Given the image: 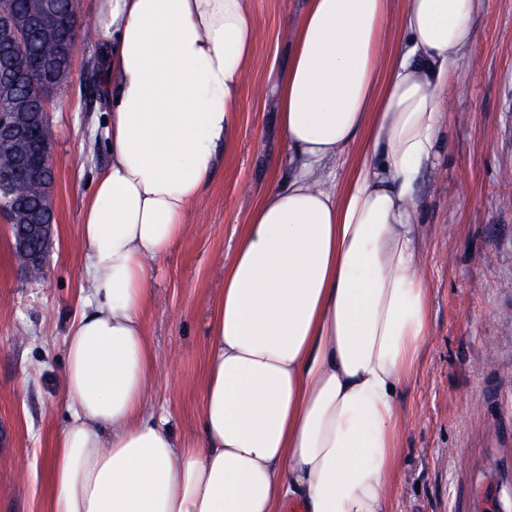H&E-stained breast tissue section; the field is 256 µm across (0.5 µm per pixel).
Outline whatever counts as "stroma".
Instances as JSON below:
<instances>
[{
  "label": "stroma",
  "instance_id": "stroma-1",
  "mask_svg": "<svg viewBox=\"0 0 512 512\" xmlns=\"http://www.w3.org/2000/svg\"><path fill=\"white\" fill-rule=\"evenodd\" d=\"M258 36L235 138L193 207L183 239L153 262L146 331L159 367L151 405L172 431L196 432L210 301L253 207L286 178L272 83L288 64L300 0H251ZM474 43L448 85L438 145L414 184L430 331L400 397L397 512H473L497 483L512 512V0H480ZM98 39L76 34L70 72L52 97L53 245L28 280L0 223V512H47V452L63 428L64 339L81 309L82 209L110 160Z\"/></svg>",
  "mask_w": 512,
  "mask_h": 512
}]
</instances>
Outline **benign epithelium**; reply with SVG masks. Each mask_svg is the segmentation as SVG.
<instances>
[{"label": "benign epithelium", "mask_w": 512, "mask_h": 512, "mask_svg": "<svg viewBox=\"0 0 512 512\" xmlns=\"http://www.w3.org/2000/svg\"><path fill=\"white\" fill-rule=\"evenodd\" d=\"M58 0H38L30 7L25 18L18 25L5 24L0 29V57L8 58L20 54L24 42L36 32L42 38L54 39L58 35ZM52 62L47 61L38 74L24 69H15L4 79L10 85L30 84L41 80L46 93L59 89L64 83L65 71L51 70ZM49 123V113L39 112L27 115L21 112L0 113V147L35 138V125ZM41 180L46 184V200L49 204L40 211L26 212L17 200L16 186L21 181ZM55 173L52 152L42 148L27 155L15 156L12 168L0 170V221L8 224L15 254L29 272L43 270V261L53 242L54 209L50 204L53 197Z\"/></svg>", "instance_id": "1"}]
</instances>
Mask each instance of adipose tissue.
<instances>
[{
    "label": "adipose tissue",
    "mask_w": 512,
    "mask_h": 512,
    "mask_svg": "<svg viewBox=\"0 0 512 512\" xmlns=\"http://www.w3.org/2000/svg\"><path fill=\"white\" fill-rule=\"evenodd\" d=\"M478 0H303L278 126L292 173L263 193L213 299L201 432L150 408V264L237 122L250 0H97L110 161L83 208L88 308L65 338L69 416L47 458L49 512H395L399 396L429 334L413 183ZM344 191L326 175L357 133Z\"/></svg>",
    "instance_id": "obj_1"
}]
</instances>
